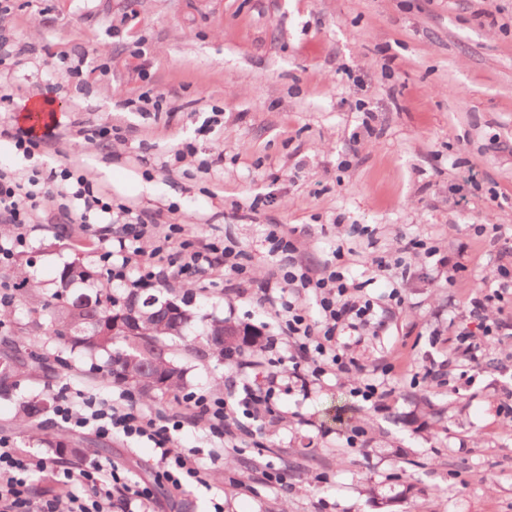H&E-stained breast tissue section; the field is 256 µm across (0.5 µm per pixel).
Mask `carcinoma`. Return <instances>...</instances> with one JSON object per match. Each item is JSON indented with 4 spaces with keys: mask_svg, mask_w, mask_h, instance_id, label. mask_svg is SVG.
I'll list each match as a JSON object with an SVG mask.
<instances>
[{
    "mask_svg": "<svg viewBox=\"0 0 512 512\" xmlns=\"http://www.w3.org/2000/svg\"><path fill=\"white\" fill-rule=\"evenodd\" d=\"M78 281H90L87 268L79 263L71 262L59 275L57 290L51 301L45 304L50 310V319L45 322L38 317L32 320L30 335L37 336L47 331L59 342L72 351L81 352L93 361L100 356L107 357L102 376L113 383L125 384L139 390L143 394L157 391V387L149 381L152 375L163 376L164 389L172 391L184 385V370L176 365L169 352V341L193 321L191 312L175 326L158 313L148 320V325L136 336H114L112 333L101 334L98 324L112 320V307L118 310H131L141 302L138 292L129 293L121 305H116L106 288H95L90 296L95 298L91 306L81 301L82 295L69 296V286ZM221 330L217 323H212L208 337L196 348L202 357H211L217 361L224 360V351H233L239 355H250L258 352L262 342L255 336H226L219 341L216 333ZM68 366L67 359L56 357L53 362L44 361L34 345L12 336H0V393H8L18 383V378L30 370H38L43 374L55 376ZM49 401L33 397L22 402L20 410L22 421L31 422L46 412Z\"/></svg>",
    "mask_w": 512,
    "mask_h": 512,
    "instance_id": "carcinoma-1",
    "label": "carcinoma"
}]
</instances>
